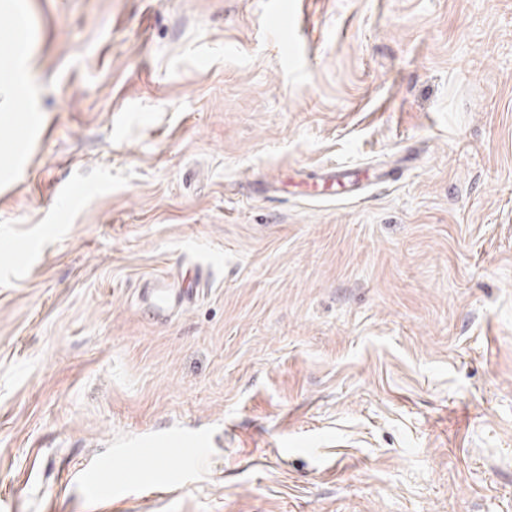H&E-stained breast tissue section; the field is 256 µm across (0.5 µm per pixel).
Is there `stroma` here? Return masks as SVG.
I'll return each instance as SVG.
<instances>
[{"instance_id":"35a3bbf8","label":"stroma","mask_w":512,"mask_h":512,"mask_svg":"<svg viewBox=\"0 0 512 512\" xmlns=\"http://www.w3.org/2000/svg\"><path fill=\"white\" fill-rule=\"evenodd\" d=\"M21 2L0 512H512V0ZM11 32L13 38L21 41L23 45L14 55L0 58V92L12 103L22 99L28 112H34L32 104L36 91L31 83L33 64L24 47L25 28L20 24L18 28L12 27ZM144 297L152 316L157 319H166L175 310L190 303L193 294L178 286H167L165 280H152L146 282Z\"/></svg>"}]
</instances>
